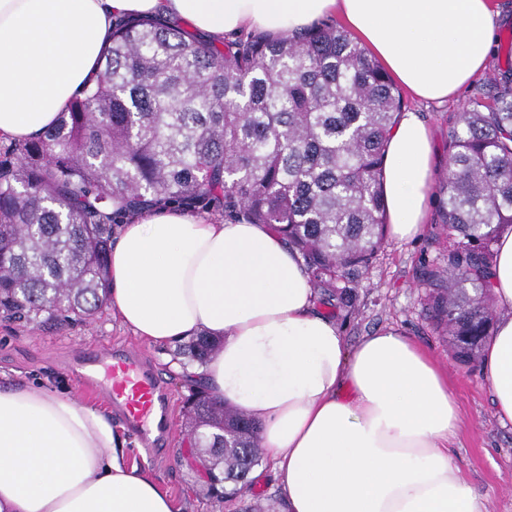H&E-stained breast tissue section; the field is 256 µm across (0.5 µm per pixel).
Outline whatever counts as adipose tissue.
Returning <instances> with one entry per match:
<instances>
[{
    "mask_svg": "<svg viewBox=\"0 0 512 512\" xmlns=\"http://www.w3.org/2000/svg\"><path fill=\"white\" fill-rule=\"evenodd\" d=\"M331 15L425 101L481 75L494 40V0H0V138L41 135L95 83L121 19L175 21L220 43ZM435 169L431 130L402 112L384 163L390 239L423 235ZM491 281L498 317L483 366L498 420L512 423V232ZM317 302L300 256L266 224L157 205L121 225L111 248L109 305L124 327L161 347L200 332L221 341L203 383L260 425L283 512H485L448 450L458 407L446 371L395 330L348 346ZM0 512L179 510L131 462L111 410L7 382Z\"/></svg>",
    "mask_w": 512,
    "mask_h": 512,
    "instance_id": "adipose-tissue-1",
    "label": "adipose tissue"
}]
</instances>
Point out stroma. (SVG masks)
I'll list each match as a JSON object with an SVG mask.
<instances>
[{
	"label": "stroma",
	"instance_id": "35a3bbf8",
	"mask_svg": "<svg viewBox=\"0 0 512 512\" xmlns=\"http://www.w3.org/2000/svg\"><path fill=\"white\" fill-rule=\"evenodd\" d=\"M492 76L491 70L485 71L446 104L404 96V109L417 111L433 131L439 157L437 173H445L448 168V131L456 116L472 100L491 95ZM450 245L441 224L439 198L431 196L424 236L406 243L385 241L368 273L358 281L354 307L338 309L325 304L321 310L336 322L348 345H355L369 333L393 329L412 337L447 369L460 415L459 426L449 441L450 452L487 512H512V423L496 419L481 361L459 362L448 341L434 331L426 317L428 290L424 275L429 269L446 265ZM113 344L140 351L157 370L169 394L174 428L164 454L147 456L134 431H127L126 436L132 445L133 461L171 493L179 512H279L281 486L271 474L266 457L259 464L266 472L265 478L252 483L245 492L226 499L206 494L198 466L183 457V405L188 388L174 366V347H159L135 337L108 307L93 322L55 328L0 318V370L25 384L38 379L60 391L103 399L102 391L81 385L71 370V361L79 350Z\"/></svg>",
	"mask_w": 512,
	"mask_h": 512
}]
</instances>
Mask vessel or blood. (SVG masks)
<instances>
[{"label":"vessel or blood","mask_w":512,"mask_h":512,"mask_svg":"<svg viewBox=\"0 0 512 512\" xmlns=\"http://www.w3.org/2000/svg\"><path fill=\"white\" fill-rule=\"evenodd\" d=\"M78 374L87 387L97 385L99 378L108 380L115 409L124 424L139 435L143 446H152L161 434L170 431L167 396L137 350L116 345L83 352Z\"/></svg>","instance_id":"obj_1"}]
</instances>
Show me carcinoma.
I'll use <instances>...</instances> for the list:
<instances>
[{"mask_svg":"<svg viewBox=\"0 0 512 512\" xmlns=\"http://www.w3.org/2000/svg\"><path fill=\"white\" fill-rule=\"evenodd\" d=\"M491 84L492 104L449 132L439 193L454 243L425 279L430 318L465 363L491 335L488 269L512 229L511 60ZM402 106L385 69L335 26L220 49L164 21L118 22L96 83L43 134L0 147V316L94 318L113 225L159 203L270 225L319 301L353 306L385 237L384 158ZM219 350L201 333L176 355L203 366ZM186 406L209 496L246 488L262 455L248 416L198 383Z\"/></svg>","mask_w":512,"mask_h":512,"instance_id":"obj_1","label":"carcinoma"}]
</instances>
